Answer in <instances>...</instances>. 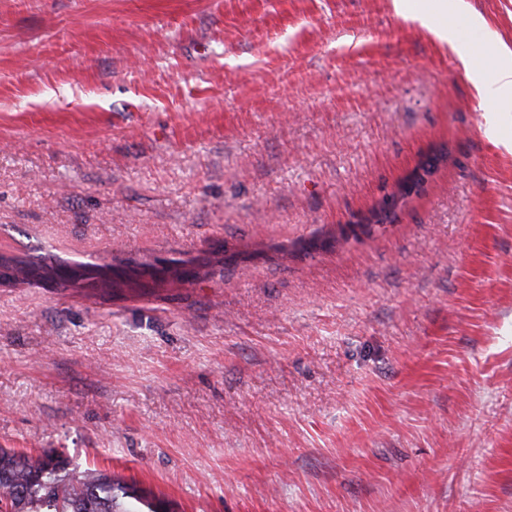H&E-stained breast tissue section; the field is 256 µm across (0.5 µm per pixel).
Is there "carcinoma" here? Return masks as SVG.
<instances>
[{
	"label": "carcinoma",
	"mask_w": 512,
	"mask_h": 512,
	"mask_svg": "<svg viewBox=\"0 0 512 512\" xmlns=\"http://www.w3.org/2000/svg\"><path fill=\"white\" fill-rule=\"evenodd\" d=\"M193 261L172 259L157 268L147 264L124 266L60 263L37 259L28 262L0 257V284L42 283L49 288L93 287L117 289L149 276L156 285L168 278L197 276ZM19 506L15 512H163L164 499L146 493L112 474L76 471L67 457L18 454L0 448V508Z\"/></svg>",
	"instance_id": "1"
}]
</instances>
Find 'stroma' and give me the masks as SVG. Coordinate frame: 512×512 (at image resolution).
I'll list each match as a JSON object with an SVG mask.
<instances>
[{
  "instance_id": "obj_1",
  "label": "stroma",
  "mask_w": 512,
  "mask_h": 512,
  "mask_svg": "<svg viewBox=\"0 0 512 512\" xmlns=\"http://www.w3.org/2000/svg\"><path fill=\"white\" fill-rule=\"evenodd\" d=\"M409 3L0 0V254L212 260L0 287V448L176 512H512V0L457 44ZM485 94L489 98L499 101L508 99L511 101L510 111L498 110V112H512V66H500L495 78L486 88Z\"/></svg>"
}]
</instances>
